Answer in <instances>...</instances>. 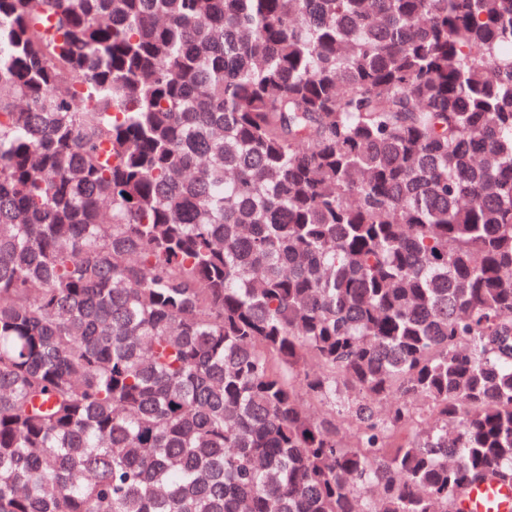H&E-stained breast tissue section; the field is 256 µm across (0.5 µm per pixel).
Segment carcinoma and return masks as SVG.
<instances>
[{
    "label": "carcinoma",
    "mask_w": 512,
    "mask_h": 512,
    "mask_svg": "<svg viewBox=\"0 0 512 512\" xmlns=\"http://www.w3.org/2000/svg\"><path fill=\"white\" fill-rule=\"evenodd\" d=\"M489 478L512 0H0V512H461Z\"/></svg>",
    "instance_id": "carcinoma-1"
}]
</instances>
